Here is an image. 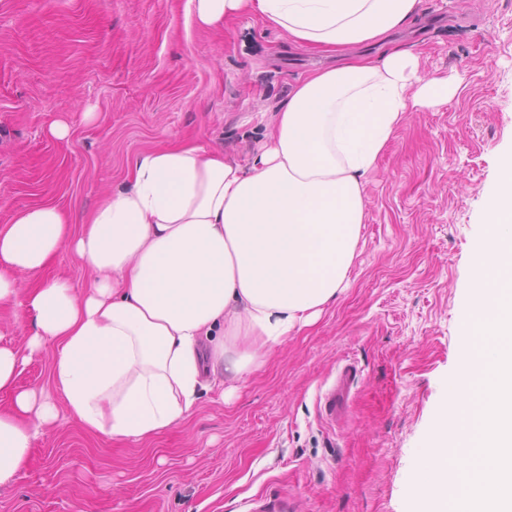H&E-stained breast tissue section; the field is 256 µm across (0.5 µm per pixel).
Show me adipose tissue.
<instances>
[{"instance_id":"1","label":"adipose tissue","mask_w":512,"mask_h":512,"mask_svg":"<svg viewBox=\"0 0 512 512\" xmlns=\"http://www.w3.org/2000/svg\"><path fill=\"white\" fill-rule=\"evenodd\" d=\"M196 26L255 15L337 55L292 88L241 163L183 143L135 155L81 228L53 205L0 225V305L31 317L23 348L0 345V485L67 412L91 434L145 445L259 368L315 323L348 279L366 218L365 181L408 112L448 97L391 35L421 0H190ZM384 45L379 56L351 47ZM91 270L83 292L55 279L22 289L62 248ZM55 345L53 394L20 390L27 361Z\"/></svg>"}]
</instances>
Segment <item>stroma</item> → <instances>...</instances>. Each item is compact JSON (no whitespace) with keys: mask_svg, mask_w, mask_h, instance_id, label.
I'll list each match as a JSON object with an SVG mask.
<instances>
[{"mask_svg":"<svg viewBox=\"0 0 512 512\" xmlns=\"http://www.w3.org/2000/svg\"><path fill=\"white\" fill-rule=\"evenodd\" d=\"M446 102L397 128L365 186L348 289L225 402L138 446L67 413L0 486V512H405L412 450L457 373L458 311L501 153L512 148V0H423L394 36ZM243 15L203 32L187 0H0V225L59 206L79 224L132 157L183 138L244 161L261 115L330 65ZM69 124L59 140L51 122ZM347 412L318 396L345 365Z\"/></svg>","mask_w":512,"mask_h":512,"instance_id":"stroma-1","label":"stroma"}]
</instances>
